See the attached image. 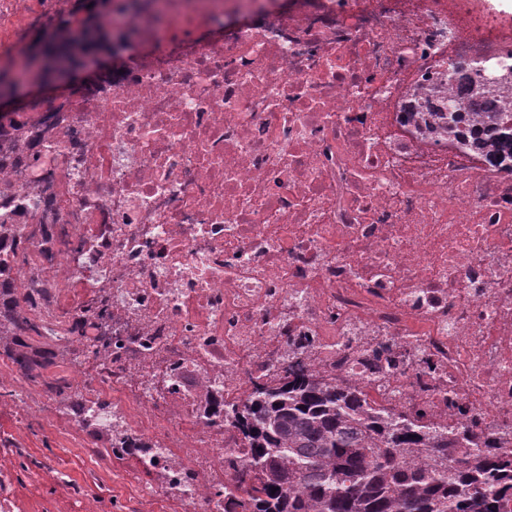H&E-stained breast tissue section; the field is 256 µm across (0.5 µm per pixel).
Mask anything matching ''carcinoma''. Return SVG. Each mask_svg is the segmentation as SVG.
Segmentation results:
<instances>
[{
  "instance_id": "1",
  "label": "carcinoma",
  "mask_w": 512,
  "mask_h": 512,
  "mask_svg": "<svg viewBox=\"0 0 512 512\" xmlns=\"http://www.w3.org/2000/svg\"><path fill=\"white\" fill-rule=\"evenodd\" d=\"M112 11L96 16L62 0L53 22L40 29L43 53L25 48L20 61L0 68V93L48 81L32 63L81 65L104 48ZM484 148L512 142V94H489ZM460 128L469 105L448 99ZM0 114V168L23 166L34 156L37 136ZM27 240L0 221V342L31 384L52 386L43 354L27 340L40 335L34 312L21 305L18 259ZM274 385L256 383L234 410L232 426L243 434L247 471L224 487V512H508L512 506V448L489 449L484 436L422 424L369 400L363 386L329 377L297 360L293 348L280 363Z\"/></svg>"
}]
</instances>
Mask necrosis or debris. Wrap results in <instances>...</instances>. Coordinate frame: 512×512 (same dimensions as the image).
I'll return each mask as SVG.
<instances>
[{"label":"necrosis or debris","instance_id":"1","mask_svg":"<svg viewBox=\"0 0 512 512\" xmlns=\"http://www.w3.org/2000/svg\"><path fill=\"white\" fill-rule=\"evenodd\" d=\"M505 24L475 0H139L112 11L122 67L64 124L32 110L38 157L0 171L38 213L11 218L20 279L61 347L102 352L58 385L89 457L131 440L132 512H224L223 414L291 336L377 404L512 447V166L446 115L512 67Z\"/></svg>","mask_w":512,"mask_h":512}]
</instances>
